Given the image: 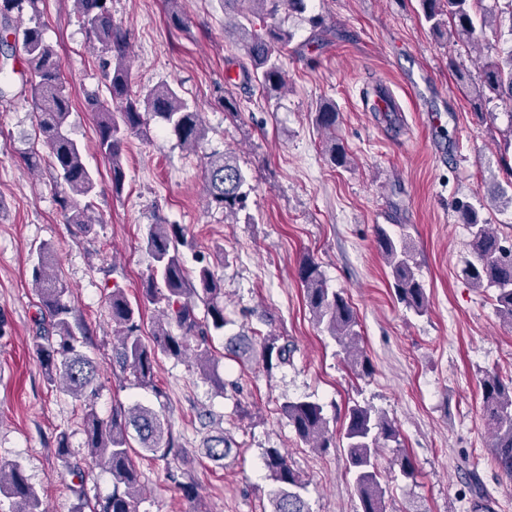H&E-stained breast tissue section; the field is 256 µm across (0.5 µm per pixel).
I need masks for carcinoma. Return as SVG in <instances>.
<instances>
[{"instance_id": "cac0c4a2", "label": "carcinoma", "mask_w": 512, "mask_h": 512, "mask_svg": "<svg viewBox=\"0 0 512 512\" xmlns=\"http://www.w3.org/2000/svg\"><path fill=\"white\" fill-rule=\"evenodd\" d=\"M242 1L248 11L273 20L259 32L240 23L242 49L249 65L240 67L242 83L258 84L267 97L281 95L287 80L280 63V53L292 41L283 29L280 14L303 12L306 0H224V5ZM41 0H0V18L20 19L30 13L27 25H9L0 31V44L20 48L31 71L29 92L38 114V131L48 148L47 156L24 151L25 164L36 169L47 162L56 172L64 189L62 207L67 223L88 232L98 223L92 197L96 179L83 161L82 147L68 137L66 126L71 115V99L66 91L62 63L52 45L43 38L38 21ZM109 0H74L92 47L108 54L102 61L107 90L116 107L111 108L98 96L86 100L87 110L96 117L97 147L110 164L112 189L122 191L126 173L123 151L131 136L146 138L150 123L162 122L181 145L194 148L205 137V128L197 108L191 106L173 85L164 82L132 90L129 66L130 33L112 19ZM480 0H419L422 15L429 28L440 33L448 29L450 36L466 43L479 41L477 30L490 25L487 14L477 15ZM457 81L474 100L497 99L512 103V51L504 57L485 61L480 83L473 85L463 72ZM318 127L330 134L326 150L335 166L348 163V155L336 143V108L320 107ZM207 204L227 214L247 208L248 181L237 158L230 152L207 157L205 162ZM457 221L470 229V258L463 273L476 288L494 291L496 312L512 326V240L501 237L470 203H455ZM377 243L393 278L397 300L421 315L428 310L426 289L409 263L407 235L397 237L378 231ZM192 246L185 228L179 224L156 223L146 239V248L155 265L147 277L138 300L132 302L125 290L112 288L108 298V317L117 342L112 345V360L120 372L133 378L137 386L149 387L155 397L162 391L154 384L160 357L194 360L199 373L218 391H224V379L215 374L213 337L224 334V289L210 264L202 259L190 271L185 267L181 248ZM32 282L40 297L43 311L38 320L36 358L48 384L60 387L77 400L93 396L98 384L95 361L82 350L85 334L73 320V308L67 299V288L59 278L54 250L41 243L32 250ZM299 279L305 289V301L316 325L340 347L344 361L357 375L370 371V363L361 348L362 336L357 330L356 313L340 290L327 286L318 264L311 257L302 260ZM157 309L151 339L141 335L142 311ZM258 349L267 371L290 359L288 344L277 336H264L258 344L242 341L230 345L239 353ZM485 419L491 429L493 462L507 479L512 480V378L487 372L480 380ZM282 412L298 439L310 448L324 451L332 444L323 407L314 401H287ZM342 435L347 471L352 475L362 512H387L377 459L387 442H399V432L386 415L357 401L347 405ZM86 456L104 467L112 476V492L90 501L84 489L85 471L74 461L69 436H57L56 456L60 469L78 479L71 486L78 504L73 512H138L142 487L134 455L150 454L166 459L180 455L171 426L163 412L142 403L126 407L114 405L112 416L103 420L88 409L83 421ZM207 457L223 461L231 453V441L225 436L209 440ZM264 464L274 485L268 491L269 512H309L303 491L306 482L288 463V456L277 448H269ZM0 497L9 500L8 512H47L40 489L30 481L18 463L0 461Z\"/></svg>"}]
</instances>
